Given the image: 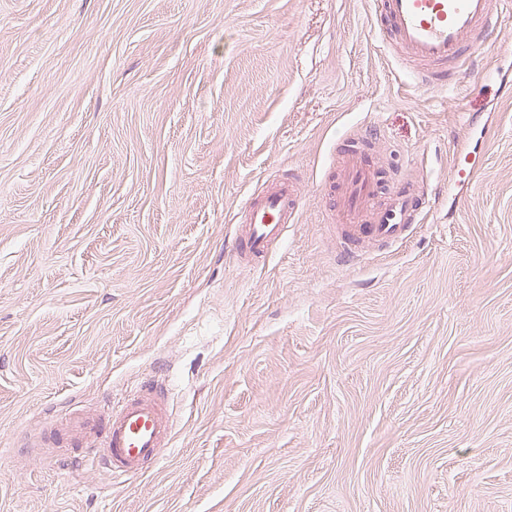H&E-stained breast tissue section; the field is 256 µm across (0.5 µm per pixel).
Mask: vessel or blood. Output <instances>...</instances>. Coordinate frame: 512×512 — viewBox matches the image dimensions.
<instances>
[{"instance_id":"b4317fda","label":"vessel or blood","mask_w":512,"mask_h":512,"mask_svg":"<svg viewBox=\"0 0 512 512\" xmlns=\"http://www.w3.org/2000/svg\"><path fill=\"white\" fill-rule=\"evenodd\" d=\"M499 0H377V22L391 55L413 70L428 90L447 88L456 72L471 68L484 31L498 19ZM383 168L368 140L346 136L322 187L333 223L353 259L363 246L406 239L417 223L422 197L417 186L401 180L389 189ZM301 184L273 178L243 204L237 220L239 263L266 258L300 218ZM176 420L165 393L151 384L112 403L104 427L73 411L50 424L55 443L85 449L83 462L115 478L143 472L173 440Z\"/></svg>"}]
</instances>
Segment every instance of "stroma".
<instances>
[{
	"instance_id": "obj_1",
	"label": "stroma",
	"mask_w": 512,
	"mask_h": 512,
	"mask_svg": "<svg viewBox=\"0 0 512 512\" xmlns=\"http://www.w3.org/2000/svg\"><path fill=\"white\" fill-rule=\"evenodd\" d=\"M376 8L0 0V512H512V0L434 92ZM372 127L426 208L346 264L321 187ZM288 175L299 223L239 264ZM145 381L176 431L142 475L47 439ZM301 183L295 178H273L259 192L250 195L238 213L236 253L240 264L265 259L280 242L288 224L300 218Z\"/></svg>"
}]
</instances>
